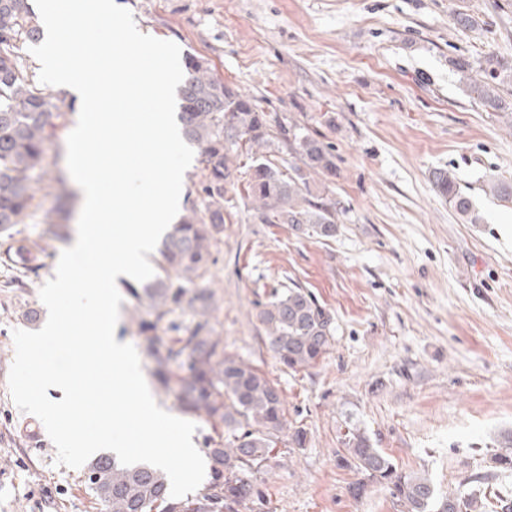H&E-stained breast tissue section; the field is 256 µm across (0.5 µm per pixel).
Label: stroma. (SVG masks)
<instances>
[{"label":"stroma","mask_w":512,"mask_h":512,"mask_svg":"<svg viewBox=\"0 0 512 512\" xmlns=\"http://www.w3.org/2000/svg\"><path fill=\"white\" fill-rule=\"evenodd\" d=\"M137 28L209 61L225 83L258 100L271 126L333 148L325 196L339 202L335 237L296 236L250 215L235 186L209 286L226 353L277 383L304 447L278 442L260 474L270 512H403L385 485L344 459L346 419L364 428L399 471L427 475L440 493L472 489L512 498V471L492 456L512 432V203L486 191L512 179V120L465 93L458 57L512 58V0H115ZM475 28L457 26L455 12ZM55 137L34 205L17 230L37 239L58 208L82 196L53 178L67 171L77 108L52 87ZM454 172L476 221L461 219L430 174ZM64 246L21 266L0 265V512H95L83 469L56 463L42 422L12 399V332L40 329L39 289ZM295 281L334 317L332 346L292 372L271 351L256 304Z\"/></svg>","instance_id":"1"}]
</instances>
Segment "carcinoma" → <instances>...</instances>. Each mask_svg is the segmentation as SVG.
Wrapping results in <instances>:
<instances>
[{
	"label": "carcinoma",
	"mask_w": 512,
	"mask_h": 512,
	"mask_svg": "<svg viewBox=\"0 0 512 512\" xmlns=\"http://www.w3.org/2000/svg\"><path fill=\"white\" fill-rule=\"evenodd\" d=\"M41 36L29 0H0V262L70 236L69 224L47 219L38 240L16 238V226L33 206L54 129L51 95L35 82L20 56V45L36 43ZM184 64L178 118L185 139L201 149V200L163 237L158 274L128 286V292L144 307L136 332L158 392L174 395L184 414L212 430L202 448L210 480L194 496L175 500L168 497L163 471L145 463L123 466L105 455L87 467L84 483L106 512H263L267 500L257 474L281 435L302 448L307 432L288 426L280 390L263 372L224 352L208 286L211 248L224 235V194L236 179L263 223L288 224L302 235L336 236V203L326 202L310 186L315 175H336V164L331 145L283 126L279 134L293 136L290 146L301 164L279 163L261 151L270 146L272 131L256 101L235 90L224 94L223 79L203 57L188 53ZM452 65L465 75L481 73L466 84L472 99L495 116L512 115V94L501 89L512 77L511 62L489 56L475 64L459 57ZM244 155L248 163L243 165ZM431 179L456 214L469 215L470 199L452 172L436 169ZM256 307V318L285 368L306 370L324 358L336 327L312 292L291 282ZM345 427L347 455L364 476L351 486L353 496L362 495L367 482L377 481L386 484L405 512H487L488 505L467 483L440 495L426 476L398 471L360 426L347 422Z\"/></svg>",
	"instance_id": "carcinoma-1"
}]
</instances>
